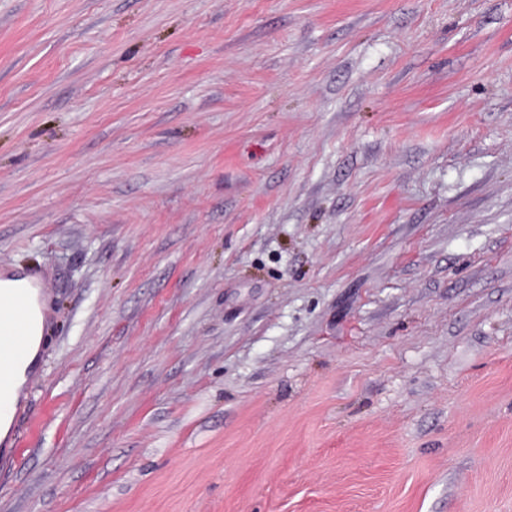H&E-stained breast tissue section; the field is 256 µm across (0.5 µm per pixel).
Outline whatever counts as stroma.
Segmentation results:
<instances>
[{
  "label": "stroma",
  "instance_id": "1",
  "mask_svg": "<svg viewBox=\"0 0 512 512\" xmlns=\"http://www.w3.org/2000/svg\"><path fill=\"white\" fill-rule=\"evenodd\" d=\"M17 267L0 512H512V0H0ZM30 277L23 274L2 275L0 291L5 288H23L9 292L5 299L9 306L17 309L19 317L24 324H30L34 315V294L38 288H26ZM38 295V294H37ZM44 317L39 312V327L36 336L26 354L16 365L14 372V385L12 390V364L25 353V347L20 336H8L13 332L10 326L1 327L0 335V399L8 398V400L0 401V438L6 440L9 433V427L12 422L13 413L17 401L21 395V388L26 381L28 368L32 365L37 356L38 340L41 336ZM3 335V336H2Z\"/></svg>",
  "mask_w": 512,
  "mask_h": 512
}]
</instances>
